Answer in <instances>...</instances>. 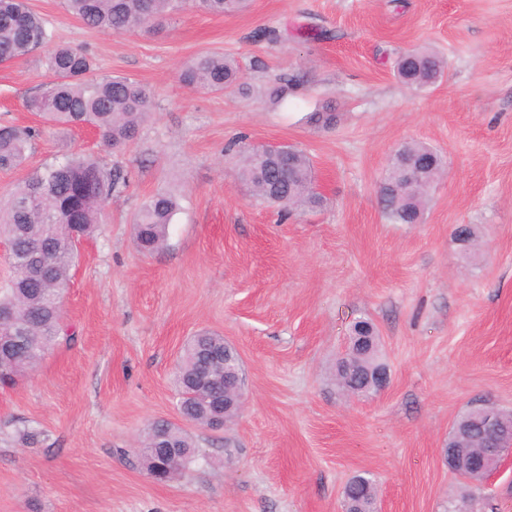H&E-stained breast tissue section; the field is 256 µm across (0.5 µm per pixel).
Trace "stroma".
I'll list each match as a JSON object with an SVG mask.
<instances>
[{
    "label": "stroma",
    "instance_id": "35a3bbf8",
    "mask_svg": "<svg viewBox=\"0 0 512 512\" xmlns=\"http://www.w3.org/2000/svg\"><path fill=\"white\" fill-rule=\"evenodd\" d=\"M28 3L53 44L149 85L155 107L115 153L24 108L50 79L53 44L0 66V125L42 129L24 168L0 170V200L80 148L130 178L79 249L63 299L73 339L0 386V512H340L360 473L375 478L380 512H446L464 489L443 453L454 423L482 402L512 410V0H251L124 35L86 27L62 0ZM424 47L447 72L408 87L394 61ZM212 51L236 59L249 95L183 85L182 65ZM280 78L294 91L274 104L264 92ZM326 104L336 125L310 123ZM410 141L441 154L445 174L421 223L391 224L380 186ZM279 144L310 157L321 208L285 218L240 181L244 150ZM165 189L180 208L164 249L146 256L132 218ZM461 224L478 235L465 253ZM360 317L390 374L369 398L336 386ZM203 330L237 349L247 378L242 412L217 433L176 411L175 367ZM159 419L180 422L198 450L167 483L135 449ZM469 491L470 512H512V456Z\"/></svg>",
    "mask_w": 512,
    "mask_h": 512
}]
</instances>
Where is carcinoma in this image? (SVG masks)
<instances>
[{
  "instance_id": "carcinoma-1",
  "label": "carcinoma",
  "mask_w": 512,
  "mask_h": 512,
  "mask_svg": "<svg viewBox=\"0 0 512 512\" xmlns=\"http://www.w3.org/2000/svg\"><path fill=\"white\" fill-rule=\"evenodd\" d=\"M247 0H64V7L86 26L116 35L154 32L174 13L188 6L222 15L245 8ZM54 38L47 22L33 11L27 0H0V65L10 64L35 47ZM51 80L39 93L27 98L24 107L42 120L67 130L89 127L102 145L122 151L138 138L140 126L153 108L151 89L126 77L97 76L95 59L68 45H57L45 59ZM447 62L433 50L405 52L395 62L399 79L421 88L439 80ZM185 86L196 91L222 93L229 89L245 93L236 61L221 53L197 56L180 73ZM36 130L13 125L0 126V170L23 166ZM298 181L285 178L274 159H260L253 148L242 161L241 180L260 202L278 206L289 214L321 207L322 196L314 188L310 158L299 151L294 157ZM129 184L118 166L104 168L90 153L76 152L63 160L35 169L17 184L7 201L0 203V240L12 245L8 257L10 274L0 285V311L8 313L22 336L18 344L0 345V383L5 385L37 368L46 352L64 332L62 301L71 282L77 255L76 242L89 239L102 221L103 207ZM385 219L390 224L420 222L428 200V188L417 191V203L409 205L403 193H382ZM179 209L173 192L151 196L140 206L133 224L139 252L161 250L168 226ZM372 323L354 322L350 354L356 369L336 373L338 388L353 395L375 393L369 377L382 364L379 339L371 349H357ZM224 354V337L208 331L191 337L183 349L175 386L178 410L185 420L200 427L208 424L210 400L224 395V367L211 363L217 382L193 389L185 381L200 368V353ZM139 455L147 472L167 479L182 474L195 461V446L173 425L152 423L145 430ZM347 488L360 508L369 507L376 491L374 480L352 477Z\"/></svg>"
}]
</instances>
